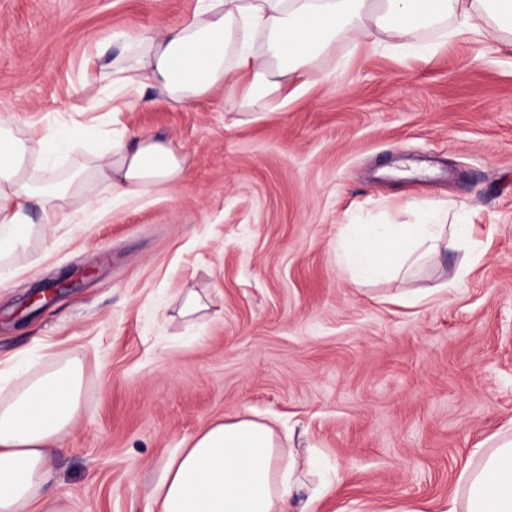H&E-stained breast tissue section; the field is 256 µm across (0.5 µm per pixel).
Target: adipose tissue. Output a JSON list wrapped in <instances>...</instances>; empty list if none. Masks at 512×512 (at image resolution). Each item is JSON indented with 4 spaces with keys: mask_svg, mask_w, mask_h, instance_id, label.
I'll return each instance as SVG.
<instances>
[{
    "mask_svg": "<svg viewBox=\"0 0 512 512\" xmlns=\"http://www.w3.org/2000/svg\"><path fill=\"white\" fill-rule=\"evenodd\" d=\"M451 16L459 32L512 48V0H198L186 22L126 37L120 55L88 83L92 109L118 111L147 90L189 108L221 89L246 107L281 108L289 81L336 36L373 25L413 52L418 28ZM95 132L76 123L50 138L0 115V280L14 275L13 255L36 232L26 213L31 201L41 205L42 224L55 223L75 199L88 221L97 213L86 194L91 183H106L117 203L183 180L180 143L127 128L100 152L84 154L70 177L57 174L52 156L84 153ZM470 234L465 219L431 209L418 224L354 225L337 249L352 277L365 281L399 273L414 253L436 256ZM15 378L0 396V512H73L67 493L49 489V451L79 415L83 365L72 359L38 373L19 369ZM465 487V512H512V439L469 472ZM320 496L303 481L296 449L248 418L204 426L168 457L153 490L159 512H311Z\"/></svg>",
    "mask_w": 512,
    "mask_h": 512,
    "instance_id": "1",
    "label": "adipose tissue"
}]
</instances>
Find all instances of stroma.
<instances>
[{"mask_svg": "<svg viewBox=\"0 0 512 512\" xmlns=\"http://www.w3.org/2000/svg\"><path fill=\"white\" fill-rule=\"evenodd\" d=\"M197 0H0V114L50 131L92 122L82 90L120 34L190 18ZM416 31L425 56L378 29L337 37L287 107L258 115L217 92L195 108L143 98L114 127L173 138L176 184L63 211L0 285V372L77 359L82 405L55 483L78 512H157L165 458L206 424L290 434L329 491L317 512H463V471L512 434V49ZM467 213L468 245L357 284L336 260L346 225ZM80 272L32 312L38 282ZM210 299L189 324L176 296ZM407 288L415 306L395 303Z\"/></svg>", "mask_w": 512, "mask_h": 512, "instance_id": "1", "label": "stroma"}]
</instances>
